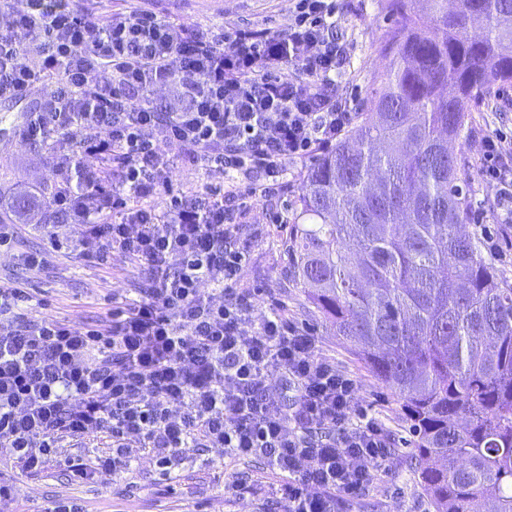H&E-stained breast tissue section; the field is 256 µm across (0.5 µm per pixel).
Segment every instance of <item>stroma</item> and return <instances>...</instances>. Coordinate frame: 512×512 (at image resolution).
<instances>
[{
  "label": "stroma",
  "mask_w": 512,
  "mask_h": 512,
  "mask_svg": "<svg viewBox=\"0 0 512 512\" xmlns=\"http://www.w3.org/2000/svg\"><path fill=\"white\" fill-rule=\"evenodd\" d=\"M69 4L100 19L146 9L195 29L220 27L228 36L244 28L286 32L293 10L291 0H69ZM334 21L333 34L342 50L336 99L347 111L358 113L380 86L389 63L383 45L396 18L388 0H336ZM492 94V111L472 113L469 137L453 145L469 210L484 216L483 224L468 223L464 230L483 244L500 226L498 189L477 175L482 141L489 134L512 141V84L496 85ZM36 106L34 97L28 96L13 99L11 110L0 112L1 199L19 192L40 195L46 185L59 179L51 145L26 143L18 136ZM163 151L175 161L171 190L202 194L223 188L222 172L180 165V147L167 145ZM310 163L307 157L286 161L282 187L272 195L257 197L242 219L240 241L247 254L238 286L253 305V321H261L273 307L283 308L300 332L314 337L322 355L335 361L341 372L354 376L358 408L381 421L397 449L376 470L371 487L342 498L338 512H430L426 493L405 458L411 436L399 399L370 373L355 347L336 336L330 323L308 302L301 285L285 275L289 259L284 242L297 220L293 203ZM45 244L38 225L20 224L13 249L0 252V280L24 284L35 300L29 319L52 317L77 326L99 324L107 318L106 296L134 300L147 285L144 266L117 250L103 265L86 262L66 248L44 268L24 265L20 253L40 251ZM107 443L104 437L65 441L37 474L21 471L11 449L0 446V483L13 491L10 500L0 503V512H42L47 503L59 498L80 502L84 512H282L277 494L281 475L264 458H231L220 448L191 450L167 470L145 452L123 472L103 479L74 480L66 460L91 462L105 454Z\"/></svg>",
  "instance_id": "35a3bbf8"
}]
</instances>
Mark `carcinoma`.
Listing matches in <instances>:
<instances>
[{
  "mask_svg": "<svg viewBox=\"0 0 512 512\" xmlns=\"http://www.w3.org/2000/svg\"><path fill=\"white\" fill-rule=\"evenodd\" d=\"M425 2L428 24L389 0L392 60L356 132L306 170L289 275L400 398L433 512H512V286L462 232L448 152L463 103L512 82V0ZM35 209L20 194L9 216Z\"/></svg>",
  "mask_w": 512,
  "mask_h": 512,
  "instance_id": "cac0c4a2",
  "label": "carcinoma"
}]
</instances>
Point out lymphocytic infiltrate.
Listing matches in <instances>:
<instances>
[{"instance_id":"obj_1","label":"lymphocytic infiltrate","mask_w":512,"mask_h":512,"mask_svg":"<svg viewBox=\"0 0 512 512\" xmlns=\"http://www.w3.org/2000/svg\"><path fill=\"white\" fill-rule=\"evenodd\" d=\"M6 4L0 99L38 97L20 138L71 146L56 170L80 189L51 201L73 218L68 242L93 262L115 250L143 262L152 285L133 302L113 297L105 324L75 327L25 320L31 294L0 284V446L35 473L63 439L103 434L112 451L102 476L129 467L138 448L165 468L194 448L261 455L286 478L283 512H336L389 457L382 424L357 411L355 379L313 337L278 311L253 323L236 290L245 253L230 246L264 191L240 176L277 178L286 160L327 150L355 120L328 91L339 56L325 37L333 0H295L287 34L241 30L227 41L148 10L101 21L49 0ZM19 30L30 47H18ZM160 85L181 103L164 118L149 101ZM163 142L183 147L184 164L235 180L157 208L172 168ZM91 158L124 164V178L104 183ZM479 175L499 185V221L512 224V147L486 138ZM273 369L282 390L267 386ZM322 428L337 437L311 438Z\"/></svg>"}]
</instances>
